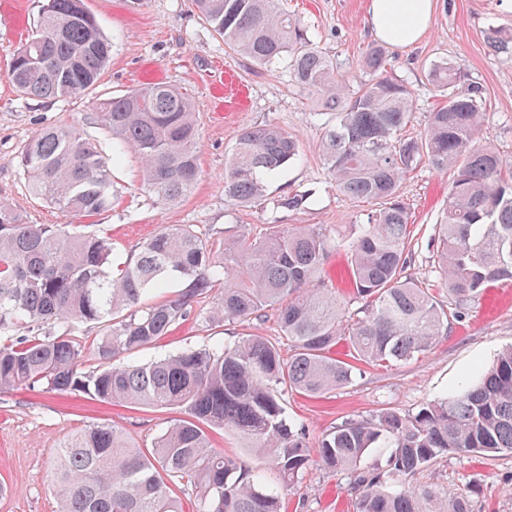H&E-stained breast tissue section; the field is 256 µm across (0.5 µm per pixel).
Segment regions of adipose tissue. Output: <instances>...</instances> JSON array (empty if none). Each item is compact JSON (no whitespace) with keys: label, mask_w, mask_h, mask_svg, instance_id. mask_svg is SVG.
Returning a JSON list of instances; mask_svg holds the SVG:
<instances>
[{"label":"adipose tissue","mask_w":512,"mask_h":512,"mask_svg":"<svg viewBox=\"0 0 512 512\" xmlns=\"http://www.w3.org/2000/svg\"><path fill=\"white\" fill-rule=\"evenodd\" d=\"M432 10V0H370V29L383 42L410 46L423 35Z\"/></svg>","instance_id":"ef3b65f1"}]
</instances>
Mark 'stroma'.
<instances>
[{
	"instance_id": "1",
	"label": "stroma",
	"mask_w": 512,
	"mask_h": 512,
	"mask_svg": "<svg viewBox=\"0 0 512 512\" xmlns=\"http://www.w3.org/2000/svg\"><path fill=\"white\" fill-rule=\"evenodd\" d=\"M369 0H282L306 26L313 43L336 59L353 81L366 80L359 61L376 45L368 21ZM43 0H0V201L33 224L91 221L112 242V263L135 259L142 244L169 225H192L204 240L219 245L245 231L267 225H320L331 237L349 239L366 223L374 206L336 191L323 164V116L293 87L285 65L261 67L225 46L194 9L191 0H85L112 42V58L98 85L68 98L20 95L7 78L14 51L36 25ZM512 33V0H434L427 29L410 47H387L392 75L413 92L416 108L403 130L419 138L438 102L429 81L432 67L455 63L479 83L485 98V139L512 159V52L489 45L493 32ZM165 82L190 94L200 122V178L193 192L176 205L158 204L143 188L137 157L124 154L113 166L110 211L83 219L50 207L31 195L19 166V153L36 130L59 123L82 128L91 141L112 151V136L98 125L94 103ZM274 124L300 140L299 156L270 177L255 206L224 204V162L240 131ZM292 191L311 198L300 211H277L273 202ZM448 178L421 164L401 184L411 212L413 239L408 274L427 278L448 312V328L432 349L386 369L363 367L346 386L319 397L284 392L289 421L303 424L310 440L336 426L392 407L412 412L430 401L450 397L475 382L486 366L512 346V285L499 284L469 303L463 315L433 267L430 247L439 224ZM277 340V313L265 310L250 321L210 322L191 316L157 344L119 355L124 364L145 363L200 344L222 345L247 334ZM181 413L173 408L132 407L93 401L80 393L60 395L20 387L0 392V512H57L50 462L70 432L97 423L116 425L135 445L150 447ZM438 482L448 492L470 490L474 512H512V454L495 457L451 454L415 477ZM285 512H352L353 493L346 476L310 466L299 482L281 489Z\"/></svg>"
}]
</instances>
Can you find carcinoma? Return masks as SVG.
<instances>
[{"label": "carcinoma", "instance_id": "obj_1", "mask_svg": "<svg viewBox=\"0 0 512 512\" xmlns=\"http://www.w3.org/2000/svg\"><path fill=\"white\" fill-rule=\"evenodd\" d=\"M82 4L45 0L8 73L20 93L68 97L100 81L112 43ZM192 4L231 50L257 65L287 61L294 86L328 116L321 146L336 191L379 208L348 245L350 291L342 294L321 277L336 241L320 227L274 224L259 237H229L219 261L191 227H165L115 276L108 238L67 224H28L0 203V334L8 336L0 342V391L38 386L184 414L146 449L108 424L68 434L51 463L58 512H184L170 488L182 481L194 487L196 512H284L281 496L250 467L211 449L214 429L246 441L284 486L314 462L350 473L355 512H472L467 494L450 496L411 478L450 453H512V347L451 398L412 413L382 409L313 445L304 426L287 420L282 392L327 394L349 384L359 364L387 367L427 352L447 328V311L427 280L406 273L411 218L400 185L423 161L450 175L432 248L455 306L491 282L512 280V159L482 137V87L446 61L435 65L430 77L443 101L429 113L424 135L408 139L402 130L413 93L389 75L381 48L367 50L360 67L368 79L354 86L278 0ZM95 117L112 132V156H139L144 188L159 204L193 191L199 132L188 94L152 83L97 99ZM298 153V139L281 127L244 130L224 164L225 204L259 200L265 179ZM19 164L31 193L62 211L91 217L112 209V162L74 125L39 130ZM306 202L295 192L275 205L295 211ZM169 277L185 282L180 293L142 303ZM221 284L218 301L200 308ZM267 308L278 311L288 357L268 338L249 335L141 365L114 364L121 352L156 344L192 314L238 321ZM76 323L100 328L92 370L82 367L81 343L70 333ZM45 326L62 332L41 331ZM342 341L346 359L335 356ZM381 443L391 448L386 467L361 468Z\"/></svg>", "mask_w": 512, "mask_h": 512}]
</instances>
